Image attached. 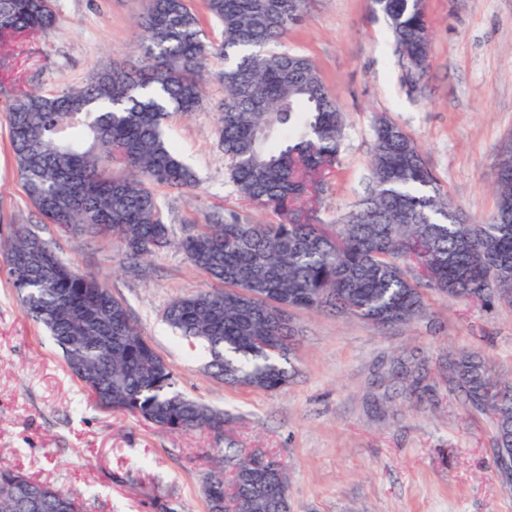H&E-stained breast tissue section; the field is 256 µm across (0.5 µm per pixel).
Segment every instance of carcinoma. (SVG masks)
Here are the masks:
<instances>
[{"instance_id": "obj_1", "label": "carcinoma", "mask_w": 512, "mask_h": 512, "mask_svg": "<svg viewBox=\"0 0 512 512\" xmlns=\"http://www.w3.org/2000/svg\"><path fill=\"white\" fill-rule=\"evenodd\" d=\"M372 3L406 70H424L430 46L421 0ZM306 4L205 0L222 28L221 41L211 42L188 0H147L137 21L139 66L114 61L93 68L79 87L21 91L4 113L18 177L43 223L73 238L116 239L136 263L177 249L217 284L173 298L163 320L201 346L209 373L232 387L275 392L296 375L293 329L278 317L284 307L391 326L417 319L428 290L483 305L512 301V174L496 177L487 221L460 211L454 224L414 138L386 117L373 127L370 193L340 222H312L341 164L344 120L313 62L280 49ZM55 22L54 0H0L5 33L46 35ZM209 56L224 59L218 131L228 182L280 222L216 210L177 238L154 186L199 183L166 123L200 107ZM0 258L27 317L53 337L99 405L162 430L224 435L205 484L207 512H288L280 458L247 456L223 413L177 391L168 364L103 281L24 225L0 240ZM446 371L448 385L491 419L497 444L508 446L512 381L497 379L475 352L453 355ZM401 374L405 393L417 394L421 372L403 365ZM0 512L82 508L54 485L1 466Z\"/></svg>"}]
</instances>
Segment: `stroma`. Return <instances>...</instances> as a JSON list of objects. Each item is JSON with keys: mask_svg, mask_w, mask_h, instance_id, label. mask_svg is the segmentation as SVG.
Segmentation results:
<instances>
[{"mask_svg": "<svg viewBox=\"0 0 512 512\" xmlns=\"http://www.w3.org/2000/svg\"><path fill=\"white\" fill-rule=\"evenodd\" d=\"M145 0H56L46 37L0 39V108L16 90L62 92L95 66L136 64L135 20ZM429 66L410 86L391 31L370 0H308L304 23L284 44L308 56L344 114L341 167L314 214L332 224L367 193L373 122L384 116L415 139L449 203L477 221L496 208V155L512 137V0H423ZM224 62L206 63L202 108L173 115L171 139L199 184L156 187L176 233L210 207L261 213L239 201L225 177L218 109ZM17 224L40 229L58 254L96 275L132 311L138 328L176 376V388L222 411L239 447L276 450L288 467L290 512H512L493 467L491 421L467 409L439 361L480 352L496 377L512 379V305L486 309L434 291L409 326L295 310L298 373L277 392L228 387L203 371L200 347L162 320L176 296L208 288L176 251L127 272L117 241L72 240L41 223L26 200L0 120V237ZM425 366L433 394L405 397L397 361ZM213 433L170 432L99 406L30 321L0 266V466L55 484L86 512H207Z\"/></svg>", "mask_w": 512, "mask_h": 512, "instance_id": "1", "label": "stroma"}]
</instances>
